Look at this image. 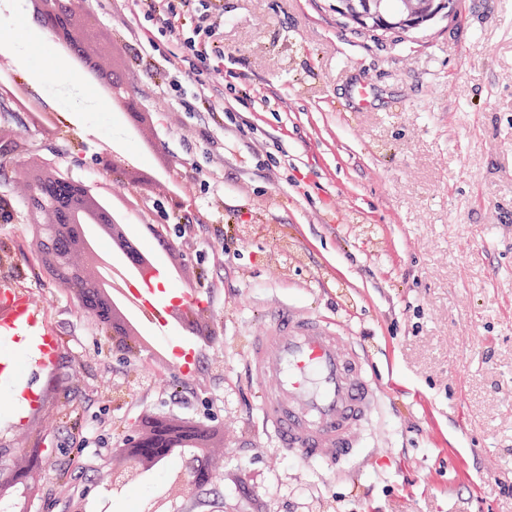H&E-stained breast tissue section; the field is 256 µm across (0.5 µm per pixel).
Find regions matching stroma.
Masks as SVG:
<instances>
[{
    "instance_id": "stroma-1",
    "label": "stroma",
    "mask_w": 512,
    "mask_h": 512,
    "mask_svg": "<svg viewBox=\"0 0 512 512\" xmlns=\"http://www.w3.org/2000/svg\"><path fill=\"white\" fill-rule=\"evenodd\" d=\"M331 0H221L224 111L199 116L174 99L154 115L153 154L183 206L144 198L165 225L166 258L199 289L216 340L189 373L168 356L113 347L76 294L40 265L24 165L121 187L96 163L121 142L112 112L75 110L41 84L38 29L0 58L58 115L30 129L0 112V281L54 327L53 368L22 366L52 403L20 417L0 383V468L46 448L31 512H141L150 476L110 486L112 450L146 414L220 431L215 482L170 492L169 512H512V0H450L419 33L371 37ZM371 89L360 109L356 85ZM282 307L323 321L364 350L382 394L362 435L363 462L328 470L282 453L265 432L246 366L248 340Z\"/></svg>"
}]
</instances>
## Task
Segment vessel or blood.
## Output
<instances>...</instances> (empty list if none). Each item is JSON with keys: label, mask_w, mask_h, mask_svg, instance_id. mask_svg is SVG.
<instances>
[{"label": "vessel or blood", "mask_w": 512, "mask_h": 512, "mask_svg": "<svg viewBox=\"0 0 512 512\" xmlns=\"http://www.w3.org/2000/svg\"><path fill=\"white\" fill-rule=\"evenodd\" d=\"M156 257L153 281L130 278L123 292L134 303L139 321L158 343L168 347L174 362L192 350L189 338L174 335L168 306L171 301L195 304L197 291L189 286L164 296L154 281L164 280L162 257L167 244L153 242ZM0 307L9 310L0 321V342L26 338L46 365L57 356L56 332L27 298L4 290ZM247 367L261 390L260 414L281 451L304 463L338 465L360 454V433L379 400V385L357 343L336 335L318 319L279 312L263 332L252 337ZM6 380L28 405L37 395L20 373L18 361L5 366Z\"/></svg>", "instance_id": "obj_1"}]
</instances>
